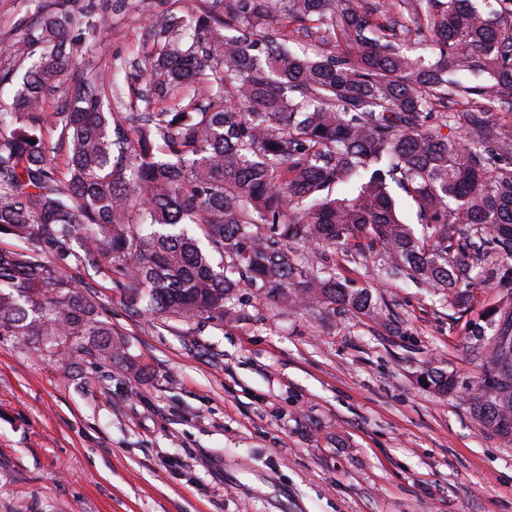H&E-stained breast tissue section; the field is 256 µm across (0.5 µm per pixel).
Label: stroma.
<instances>
[{
  "label": "stroma",
  "mask_w": 512,
  "mask_h": 512,
  "mask_svg": "<svg viewBox=\"0 0 512 512\" xmlns=\"http://www.w3.org/2000/svg\"><path fill=\"white\" fill-rule=\"evenodd\" d=\"M111 2L87 61L124 85L154 28ZM340 274L391 317L241 288L236 320L181 322L107 281L96 310L135 371L86 356L68 375L0 339V512H512V440L471 414L474 338L428 289ZM431 367L459 390L424 386Z\"/></svg>",
  "instance_id": "obj_1"
}]
</instances>
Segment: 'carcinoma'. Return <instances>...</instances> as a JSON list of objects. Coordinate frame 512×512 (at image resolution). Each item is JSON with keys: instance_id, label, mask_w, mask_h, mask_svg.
<instances>
[{"instance_id": "carcinoma-1", "label": "carcinoma", "mask_w": 512, "mask_h": 512, "mask_svg": "<svg viewBox=\"0 0 512 512\" xmlns=\"http://www.w3.org/2000/svg\"><path fill=\"white\" fill-rule=\"evenodd\" d=\"M28 2L6 55L29 66L0 117V238L25 244L0 246L1 337L65 371L124 358L79 267L175 321L232 319L238 288L371 313L341 250L461 315L495 281L473 415L512 432V120L492 121L512 107V0H172L125 92L82 65L108 9ZM276 18L294 35L268 33ZM424 384L460 388L436 368Z\"/></svg>"}]
</instances>
